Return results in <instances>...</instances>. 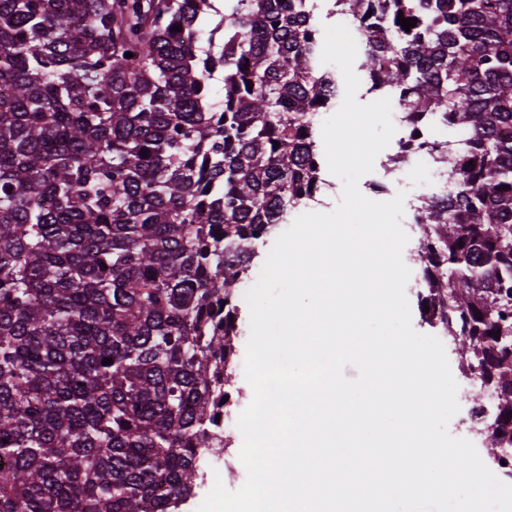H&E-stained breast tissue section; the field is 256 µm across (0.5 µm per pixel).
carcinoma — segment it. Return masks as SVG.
<instances>
[{
  "label": "carcinoma",
  "instance_id": "obj_1",
  "mask_svg": "<svg viewBox=\"0 0 512 512\" xmlns=\"http://www.w3.org/2000/svg\"><path fill=\"white\" fill-rule=\"evenodd\" d=\"M334 7L370 90L453 136L420 304L512 448V0ZM315 10L0 0V512H177L225 447L232 286L321 188L312 118L339 87Z\"/></svg>",
  "mask_w": 512,
  "mask_h": 512
}]
</instances>
